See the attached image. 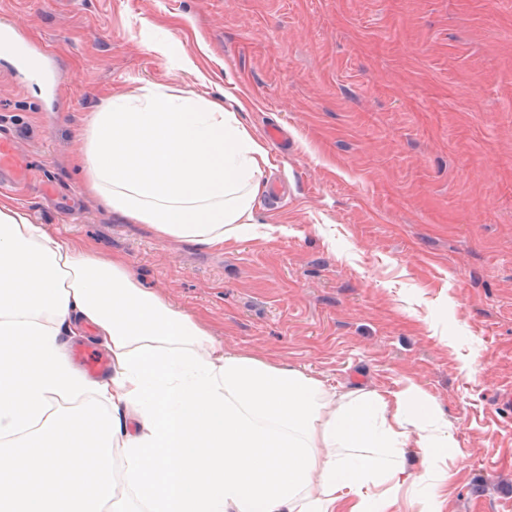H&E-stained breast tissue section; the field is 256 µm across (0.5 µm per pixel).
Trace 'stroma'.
Instances as JSON below:
<instances>
[{
  "label": "stroma",
  "mask_w": 512,
  "mask_h": 512,
  "mask_svg": "<svg viewBox=\"0 0 512 512\" xmlns=\"http://www.w3.org/2000/svg\"><path fill=\"white\" fill-rule=\"evenodd\" d=\"M44 50L40 88L0 54V139L25 164L0 198L124 255L139 285L227 350L344 391L407 376L456 442L386 455L446 512H512V0H0ZM169 36L193 75L155 52ZM270 150L266 237L227 251L158 240L85 196L75 132L152 83L199 87ZM279 128L281 140L267 136Z\"/></svg>",
  "instance_id": "35a3bbf8"
}]
</instances>
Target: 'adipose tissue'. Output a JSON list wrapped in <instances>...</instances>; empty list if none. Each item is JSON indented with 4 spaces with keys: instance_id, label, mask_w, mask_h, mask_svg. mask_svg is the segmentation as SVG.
I'll list each match as a JSON object with an SVG mask.
<instances>
[{
    "instance_id": "1",
    "label": "adipose tissue",
    "mask_w": 512,
    "mask_h": 512,
    "mask_svg": "<svg viewBox=\"0 0 512 512\" xmlns=\"http://www.w3.org/2000/svg\"><path fill=\"white\" fill-rule=\"evenodd\" d=\"M142 97L78 131L83 191L162 240L220 250L256 238L266 146L195 90L150 84ZM65 336L106 348L111 373L81 372ZM325 391L277 356L225 350L122 258L0 200V512H390L410 475L383 467V449L414 446L426 464L453 451L411 379L350 389L328 414ZM415 414L436 434H413Z\"/></svg>"
}]
</instances>
